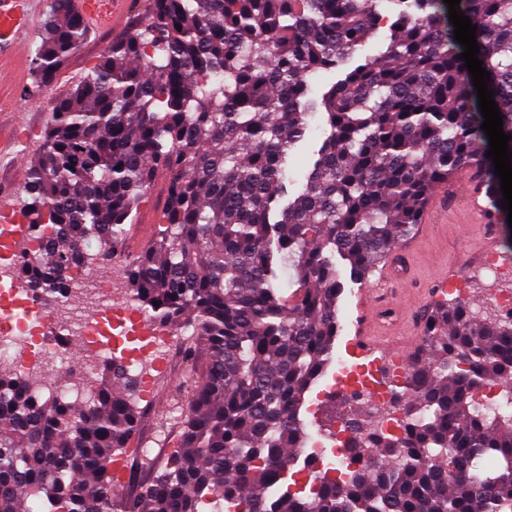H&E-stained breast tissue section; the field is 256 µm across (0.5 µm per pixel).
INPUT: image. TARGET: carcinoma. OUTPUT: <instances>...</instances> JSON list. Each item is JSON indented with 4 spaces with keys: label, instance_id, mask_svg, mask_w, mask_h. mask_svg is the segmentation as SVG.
<instances>
[{
    "label": "carcinoma",
    "instance_id": "carcinoma-1",
    "mask_svg": "<svg viewBox=\"0 0 512 512\" xmlns=\"http://www.w3.org/2000/svg\"><path fill=\"white\" fill-rule=\"evenodd\" d=\"M382 0H149L53 112L30 166L23 215L30 287L69 295L60 267L122 259L129 298L206 361L181 439L132 496L114 465L141 411L138 378L109 364L73 398L0 368V512H512V317L459 300L427 318L396 431L343 439L363 469H318L280 491L309 435L306 391L333 360L338 266L364 281L420 223L429 196L474 170L489 223L508 218L462 46L442 0L398 6L379 59L354 60ZM477 27L487 89L512 135V0H461ZM88 37L72 0H52L32 58L48 84ZM350 65L321 100L308 78ZM320 108L324 139L290 195L291 148ZM159 231L125 253L148 190ZM97 248L88 258L85 252ZM297 288L281 291L278 272ZM500 388L486 413L477 393Z\"/></svg>",
    "mask_w": 512,
    "mask_h": 512
}]
</instances>
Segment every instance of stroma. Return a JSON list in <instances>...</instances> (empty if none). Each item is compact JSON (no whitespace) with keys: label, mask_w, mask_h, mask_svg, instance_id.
Returning a JSON list of instances; mask_svg holds the SVG:
<instances>
[{"label":"stroma","mask_w":512,"mask_h":512,"mask_svg":"<svg viewBox=\"0 0 512 512\" xmlns=\"http://www.w3.org/2000/svg\"><path fill=\"white\" fill-rule=\"evenodd\" d=\"M146 7L147 0H129L125 20L113 27L90 28L87 39L51 83L37 85L28 66L23 67L15 82H0V136L9 139L21 129L31 132L25 146L0 150V210L17 212L24 207L29 166L40 150L57 103L70 94L106 46L125 37L132 21L144 16ZM407 244V280L402 287L418 296V305L413 310L397 311L378 327V334L421 337L426 316L438 301L433 291L444 279L456 285V294L462 300L485 305L491 289L480 276L477 263L492 243L486 239L468 199L447 195L434 220L418 225ZM380 285L381 274L377 271L366 281L346 282L338 301L337 352L348 353L360 332L364 295ZM134 371L144 385L138 401L143 415L136 438L141 441L154 431L163 430L165 438L155 456L156 463L161 465L179 440L181 427L171 422L163 428L159 422L169 410L186 404L191 374L168 368L162 358L153 355L141 359Z\"/></svg>","instance_id":"stroma-1"}]
</instances>
